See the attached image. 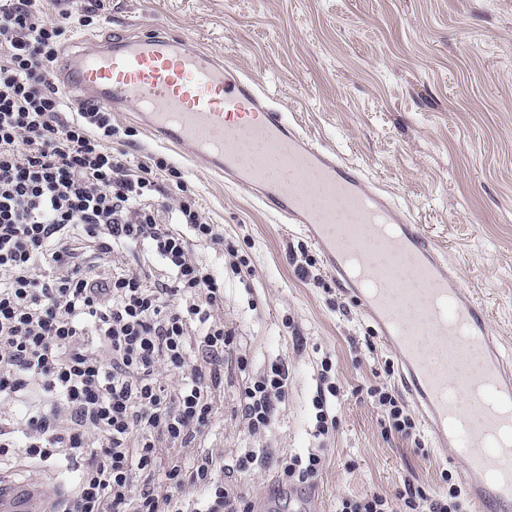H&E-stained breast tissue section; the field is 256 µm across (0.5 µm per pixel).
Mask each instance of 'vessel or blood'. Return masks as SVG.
Masks as SVG:
<instances>
[{
    "label": "vessel or blood",
    "instance_id": "vessel-or-blood-1",
    "mask_svg": "<svg viewBox=\"0 0 512 512\" xmlns=\"http://www.w3.org/2000/svg\"><path fill=\"white\" fill-rule=\"evenodd\" d=\"M58 80L79 102L135 111L155 138L189 148L298 226L398 358L397 385L434 447L452 449L473 512H512V356L481 300L384 190L288 121L232 61L185 37L153 29L85 40ZM249 141L280 176L251 159ZM373 246L382 260H366ZM63 491L0 478V512H55Z\"/></svg>",
    "mask_w": 512,
    "mask_h": 512
}]
</instances>
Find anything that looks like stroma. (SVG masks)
Returning <instances> with one entry per match:
<instances>
[{
    "instance_id": "stroma-1",
    "label": "stroma",
    "mask_w": 512,
    "mask_h": 512,
    "mask_svg": "<svg viewBox=\"0 0 512 512\" xmlns=\"http://www.w3.org/2000/svg\"><path fill=\"white\" fill-rule=\"evenodd\" d=\"M60 9L97 6L76 41L155 27L200 51L229 56L275 107L325 149L357 164L387 190L448 257L459 280L485 304L503 351H512V0H47ZM114 149L132 162L165 159L179 169L204 220L224 228L251 269L235 274L210 248L195 254L224 281V322L235 344L220 368L222 414L201 440L235 459L254 446L234 407L244 375L282 359L290 391L268 436L272 459L238 477L255 512H334L339 498L392 496L412 483L444 490L450 452L433 448L424 426L414 437L385 432L365 394L396 358L329 274L314 246L281 224L241 187L155 141L134 112H116ZM340 387L327 466L302 492L277 490L273 462L314 447L311 406L323 359ZM422 444L427 457L415 454Z\"/></svg>"
}]
</instances>
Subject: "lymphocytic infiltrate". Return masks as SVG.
<instances>
[{
  "label": "lymphocytic infiltrate",
  "mask_w": 512,
  "mask_h": 512,
  "mask_svg": "<svg viewBox=\"0 0 512 512\" xmlns=\"http://www.w3.org/2000/svg\"><path fill=\"white\" fill-rule=\"evenodd\" d=\"M44 0H0V459L71 467L57 512H252L232 477L265 466L248 449L235 464L195 452L217 415L210 365L235 332L224 323V282L196 257L225 250L247 263L224 230L204 221L181 173L165 160L132 164L113 152L106 109L70 101L54 82L72 13L44 20ZM114 259L90 275L79 250ZM142 248L163 264L155 281L126 263ZM238 408L263 439L288 398L285 362L250 369ZM41 403L26 404L32 391ZM367 394L391 429L412 436L411 412L387 385ZM163 448L185 449L162 461ZM282 490L311 486L324 449L276 460ZM406 486L396 498H343L336 512H462V491Z\"/></svg>",
  "instance_id": "obj_1"
}]
</instances>
